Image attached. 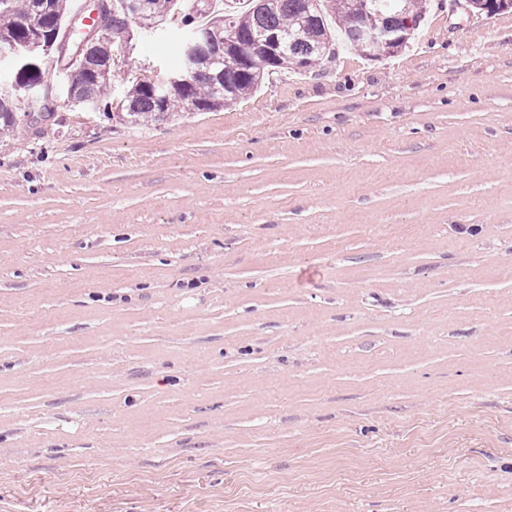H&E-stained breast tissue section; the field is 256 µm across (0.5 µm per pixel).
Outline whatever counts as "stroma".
Segmentation results:
<instances>
[{"instance_id":"stroma-1","label":"stroma","mask_w":512,"mask_h":512,"mask_svg":"<svg viewBox=\"0 0 512 512\" xmlns=\"http://www.w3.org/2000/svg\"><path fill=\"white\" fill-rule=\"evenodd\" d=\"M44 68L0 137V512H512V8L159 123Z\"/></svg>"}]
</instances>
